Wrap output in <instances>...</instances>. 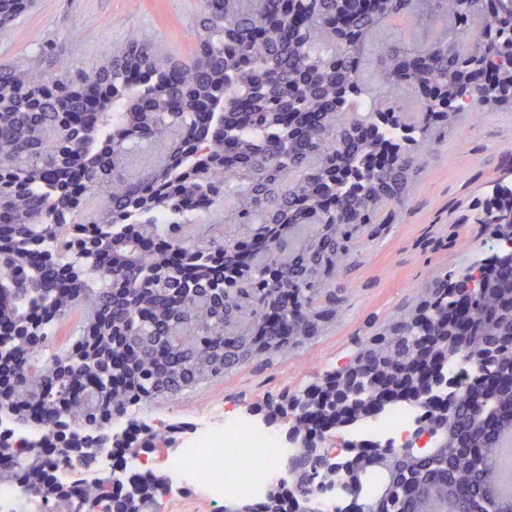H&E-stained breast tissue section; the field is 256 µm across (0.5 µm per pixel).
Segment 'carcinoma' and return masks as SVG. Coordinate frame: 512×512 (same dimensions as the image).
Returning <instances> with one entry per match:
<instances>
[{
    "label": "carcinoma",
    "mask_w": 512,
    "mask_h": 512,
    "mask_svg": "<svg viewBox=\"0 0 512 512\" xmlns=\"http://www.w3.org/2000/svg\"><path fill=\"white\" fill-rule=\"evenodd\" d=\"M194 58L177 62L132 38L101 73L112 98L84 125V86L52 75L66 62L47 47L46 67L0 62V319L18 326L0 339V362L13 363L0 391V421L40 431L33 440L0 433L13 466L0 484H22L42 512H159L158 478H130L114 466L112 487L48 484L72 449L152 448L142 406L285 353L323 335L341 316L336 280L356 244L375 238L409 203L438 148L469 110L512 109V0H203ZM409 17L439 24L432 40L378 37L385 23ZM494 73L489 84L476 73ZM416 94L403 126L378 127L403 108L399 90ZM68 103L70 111H57ZM221 102L224 120L202 126L201 102ZM178 139L176 151L132 177L136 148ZM390 163L373 165L377 157ZM80 173L83 191L63 187ZM105 205L86 218L88 195ZM230 203L227 231L205 227L189 243L186 225ZM150 239L167 242L146 251ZM461 292L436 278L379 324L354 356V371L328 370L307 413L350 428L387 405V391L410 383L409 368L434 361L422 322L450 317ZM89 304L70 355L56 350L57 324ZM279 309L287 326L270 321ZM463 351L492 358L479 402L463 390L446 412L428 411L432 449L394 453L361 443L341 466L354 512H512L497 493L493 462L502 431L512 430V288L489 272L468 300ZM358 390L354 401L341 396ZM129 428L114 433L112 423ZM290 479L271 486L250 512L276 500L310 512L312 472L336 469L308 448L285 462ZM384 486L360 500L366 480Z\"/></svg>",
    "instance_id": "carcinoma-1"
}]
</instances>
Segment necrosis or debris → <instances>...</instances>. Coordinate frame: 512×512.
<instances>
[{
	"label": "necrosis or debris",
	"instance_id": "1",
	"mask_svg": "<svg viewBox=\"0 0 512 512\" xmlns=\"http://www.w3.org/2000/svg\"><path fill=\"white\" fill-rule=\"evenodd\" d=\"M421 412L397 405L346 434L350 440L378 441L400 451L415 429ZM175 446L153 448L126 461L130 474L164 475L165 498L181 503L191 491L214 501L228 496L262 500L284 477L281 462L294 448L282 434L263 422L217 409L184 422Z\"/></svg>",
	"mask_w": 512,
	"mask_h": 512
}]
</instances>
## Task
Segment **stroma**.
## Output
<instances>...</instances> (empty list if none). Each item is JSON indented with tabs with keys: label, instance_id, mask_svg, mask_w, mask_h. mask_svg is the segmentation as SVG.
<instances>
[{
	"label": "stroma",
	"instance_id": "obj_1",
	"mask_svg": "<svg viewBox=\"0 0 512 512\" xmlns=\"http://www.w3.org/2000/svg\"><path fill=\"white\" fill-rule=\"evenodd\" d=\"M200 12L201 0H33L15 25L0 28V61L31 64L47 45L71 67L92 72L133 34L177 49L183 59L195 49ZM500 179L512 183V110L480 114L441 147L395 224L361 246L341 276L343 313L335 327L274 365L250 363L221 381L158 398L150 410L173 420L220 404L241 413L336 368L434 276L456 274L468 266L469 250L490 245L476 217Z\"/></svg>",
	"mask_w": 512,
	"mask_h": 512
}]
</instances>
